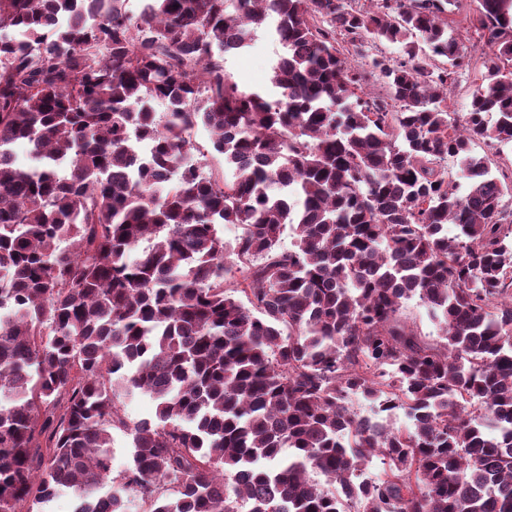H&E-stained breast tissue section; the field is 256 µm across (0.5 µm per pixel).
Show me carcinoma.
<instances>
[{
  "instance_id": "carcinoma-1",
  "label": "carcinoma",
  "mask_w": 512,
  "mask_h": 512,
  "mask_svg": "<svg viewBox=\"0 0 512 512\" xmlns=\"http://www.w3.org/2000/svg\"><path fill=\"white\" fill-rule=\"evenodd\" d=\"M125 2L0 0V512H512V0L463 126L460 0ZM261 28L275 96L225 71ZM191 141L199 146L206 155V167L204 171L209 172H224V156L216 153L211 148V141L209 132L202 128L197 127L193 132V138ZM476 153L480 155H487L491 160V168L494 173L501 175L504 172L510 177L511 174V163H512V144L502 146L500 152L495 149H490L483 143H476L473 146ZM401 318L417 330L425 340L432 343L442 341L439 326L429 318L425 306L417 297L403 305ZM120 401L126 415L131 419H148L154 414L155 404L146 395H142L138 392L128 395L122 393ZM113 440L112 469L115 476L129 464L132 448H130L129 439L122 433H113Z\"/></svg>"
}]
</instances>
